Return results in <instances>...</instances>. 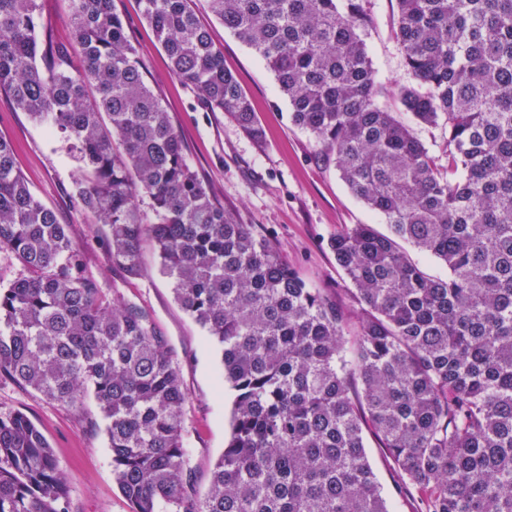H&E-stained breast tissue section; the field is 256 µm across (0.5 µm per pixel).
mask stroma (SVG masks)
Instances as JSON below:
<instances>
[{"instance_id": "obj_1", "label": "stroma", "mask_w": 512, "mask_h": 512, "mask_svg": "<svg viewBox=\"0 0 512 512\" xmlns=\"http://www.w3.org/2000/svg\"><path fill=\"white\" fill-rule=\"evenodd\" d=\"M360 6L373 21L366 39L368 54L378 82L388 90L381 105L399 121L413 125L437 165L446 166L447 127L414 124L396 102L407 70L395 37V0H360ZM190 7L223 50L225 68L237 76L251 99L264 130L263 142L246 136L225 113L207 109L198 93L172 74L165 51L141 16L139 0H114L146 79L181 135L192 170L240 223L254 225L269 238L302 279L328 289L347 311H354L349 282L329 240L355 224H371L387 232L384 219L352 195L326 149L292 123L288 101L266 63L225 29L211 14L207 0H191ZM37 31L69 45L68 0H40ZM0 135L11 141L17 167L34 195L56 212L60 223L69 225L83 251L87 274L107 294L145 309L167 338L188 393L184 438L190 448L189 465L198 493L206 494L210 471L229 438L234 397L224 383L217 345L207 342L206 331L177 302L173 283L162 273L152 245L143 247L142 276L127 277L113 269L104 226L72 195L80 169L69 141L1 94ZM11 412L27 415L52 445L70 489L71 512H130L112 475L107 438L94 401L71 410L2 378L0 414ZM366 447L392 512H414L413 499L400 490L374 435H367Z\"/></svg>"}]
</instances>
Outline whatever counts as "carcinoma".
I'll return each instance as SVG.
<instances>
[{
    "label": "carcinoma",
    "mask_w": 512,
    "mask_h": 512,
    "mask_svg": "<svg viewBox=\"0 0 512 512\" xmlns=\"http://www.w3.org/2000/svg\"><path fill=\"white\" fill-rule=\"evenodd\" d=\"M396 2L409 78L398 100L417 122L448 127L445 174L379 104L388 90L358 0H208L274 73L292 122L388 224L329 241L358 305L352 334L336 298L191 169L112 0H69V49L38 37L39 0H0V93L72 142L83 172L73 194L105 225L112 266L141 275L152 240L236 392L201 499L166 338L85 274L79 242L0 136V253L23 268L0 285V378L75 410L94 399L131 512H390L366 431L417 512H512V0ZM140 3L174 75L261 141L250 99L186 0ZM402 241L448 274H426ZM0 512H70L53 448L22 413L0 415Z\"/></svg>",
    "instance_id": "carcinoma-1"
}]
</instances>
